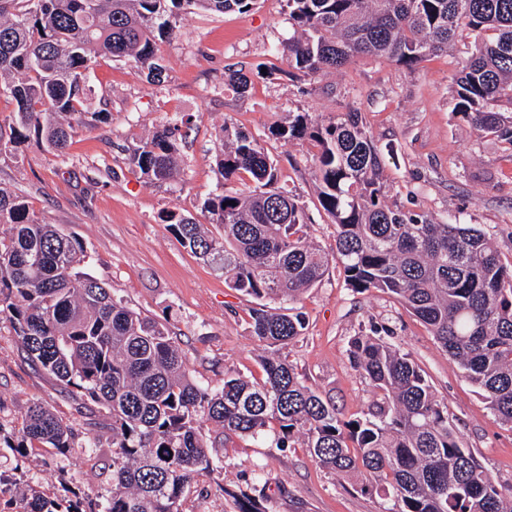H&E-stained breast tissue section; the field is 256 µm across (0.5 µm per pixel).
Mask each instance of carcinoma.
<instances>
[{"instance_id":"cac0c4a2","label":"carcinoma","mask_w":512,"mask_h":512,"mask_svg":"<svg viewBox=\"0 0 512 512\" xmlns=\"http://www.w3.org/2000/svg\"><path fill=\"white\" fill-rule=\"evenodd\" d=\"M253 0H0V77L15 101L0 121V148L35 130L58 156L71 131L108 121L89 112L92 59L129 60L162 74L155 35L172 30L183 4L216 14ZM292 34L282 43L288 74L316 78L356 57L412 68L471 40L451 93L452 112L481 137L512 150V0H287ZM10 130L3 139V126ZM268 136L317 148L320 206L336 225V259L347 285L397 299L476 385L512 429V264L471 224L438 220L386 201L381 153L361 113L319 121L306 112ZM224 192L206 202L217 236L173 213L170 229L198 258L224 269L227 287L253 300L252 334L266 349L261 380L227 375L220 386L194 379L167 328L122 301L83 270L80 239L30 212L0 188V314L26 359L112 418V491L101 503L63 488L55 499L0 474L14 512H186L192 483L214 471L206 419L232 435L272 436L277 448L303 440L314 462L393 502L388 512H512L505 493L461 446L410 356L372 334L350 341L349 359L374 399L363 417L341 418L280 351L304 335L296 303L318 284L328 255L310 240L305 206L278 185L276 160L259 140L224 127L216 154ZM150 180L178 172L171 128L155 130L131 156ZM248 173L257 187H229ZM18 458L34 448L72 452L73 429L44 405H29L22 428L0 434Z\"/></svg>"}]
</instances>
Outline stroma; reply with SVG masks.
Segmentation results:
<instances>
[{
  "label": "stroma",
  "instance_id": "1",
  "mask_svg": "<svg viewBox=\"0 0 512 512\" xmlns=\"http://www.w3.org/2000/svg\"><path fill=\"white\" fill-rule=\"evenodd\" d=\"M291 32L287 0H254L243 13L184 11L160 47L162 85L150 83L134 62L97 58L90 72L97 97L92 107H107L108 123L75 128L62 157L33 135L0 151V187L77 236L87 251V272L129 307L163 323L186 352L193 377L204 383L222 384L228 374L262 376L263 345L251 333L247 297L227 288L219 265L197 258L167 226L174 211L208 222L203 204L222 191L215 148L224 126L262 138L278 162L281 184L306 206L310 238L326 254L335 252L336 227L316 199L313 147L265 133L293 112L325 120L355 109L381 150L390 201L477 225L503 261L512 262V152L478 136L452 111L461 49L410 70L360 58L307 81L285 72L280 47ZM259 65L265 75L256 73ZM238 69L251 80L242 95L225 84L229 71ZM162 125L177 127L182 164L174 180L157 183L129 156ZM299 306L305 334L283 354L343 419L362 417L371 399L370 387L349 361L348 343L378 329L421 368L464 448L499 484L512 487V429L497 421L481 391L399 302L380 291L347 288L341 266L333 262ZM36 401L80 436L90 422L106 419L31 366L11 322L0 315V426L20 430ZM201 429L218 441V460L215 471L188 493V512H236L234 492L255 488L263 493L266 512H385L380 496L318 466L302 442L275 448L266 441L224 438L207 421ZM99 439V448H78L65 457L37 448L20 460L2 446L0 471L30 481L49 497L66 486L98 496L112 486L111 430H101Z\"/></svg>",
  "mask_w": 512,
  "mask_h": 512
}]
</instances>
